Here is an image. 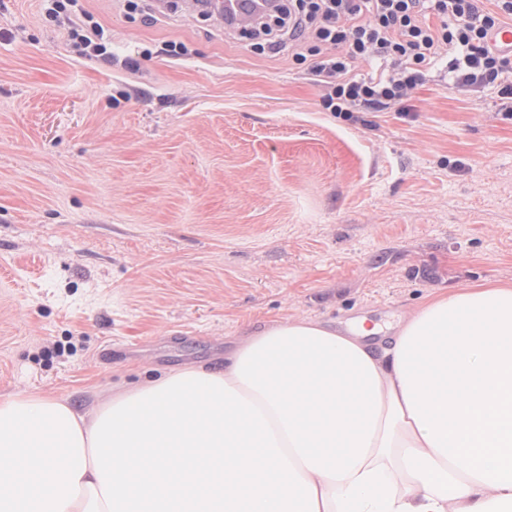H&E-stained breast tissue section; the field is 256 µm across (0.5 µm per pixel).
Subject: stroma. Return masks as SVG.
Here are the masks:
<instances>
[{
  "mask_svg": "<svg viewBox=\"0 0 512 512\" xmlns=\"http://www.w3.org/2000/svg\"><path fill=\"white\" fill-rule=\"evenodd\" d=\"M82 4L118 62L77 56L40 0H0V398L83 412L223 366L275 319L387 333L433 294L512 283L496 89L431 81L345 122L288 52L216 18ZM171 41L189 55H146Z\"/></svg>",
  "mask_w": 512,
  "mask_h": 512,
  "instance_id": "obj_1",
  "label": "stroma"
}]
</instances>
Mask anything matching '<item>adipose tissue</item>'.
<instances>
[{"instance_id":"ef3b65f1","label":"adipose tissue","mask_w":512,"mask_h":512,"mask_svg":"<svg viewBox=\"0 0 512 512\" xmlns=\"http://www.w3.org/2000/svg\"><path fill=\"white\" fill-rule=\"evenodd\" d=\"M304 318L77 413L0 400V512H512V284Z\"/></svg>"}]
</instances>
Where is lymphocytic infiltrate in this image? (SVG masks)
Here are the masks:
<instances>
[{
    "instance_id": "f902f5d3",
    "label": "lymphocytic infiltrate",
    "mask_w": 512,
    "mask_h": 512,
    "mask_svg": "<svg viewBox=\"0 0 512 512\" xmlns=\"http://www.w3.org/2000/svg\"><path fill=\"white\" fill-rule=\"evenodd\" d=\"M79 54L112 59V35L80 0H42ZM512 22V0H282L272 21L252 33L258 53L289 45L323 87L322 105L338 118L381 112L410 100L444 70L454 89L499 88V112L512 119V54L490 42ZM364 61L370 73H355Z\"/></svg>"
}]
</instances>
